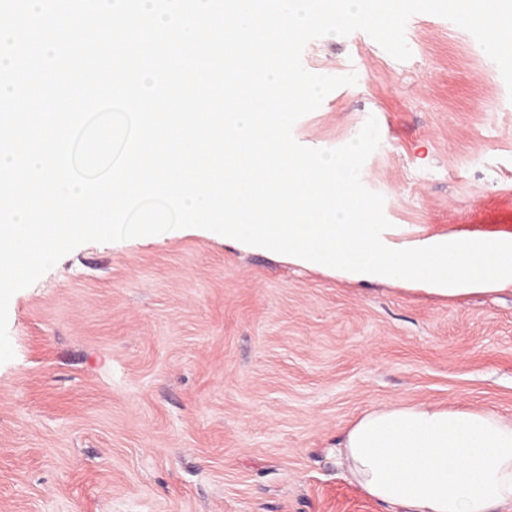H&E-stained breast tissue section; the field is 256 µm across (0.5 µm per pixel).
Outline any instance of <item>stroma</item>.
Listing matches in <instances>:
<instances>
[{"instance_id": "35a3bbf8", "label": "stroma", "mask_w": 512, "mask_h": 512, "mask_svg": "<svg viewBox=\"0 0 512 512\" xmlns=\"http://www.w3.org/2000/svg\"><path fill=\"white\" fill-rule=\"evenodd\" d=\"M399 61L366 33L311 41L356 73L294 126L334 148L375 117L361 179L414 242L512 218V92L474 37L410 18ZM0 512H380L333 450L369 408L512 419V293L361 285L199 228L87 243L9 304Z\"/></svg>"}]
</instances>
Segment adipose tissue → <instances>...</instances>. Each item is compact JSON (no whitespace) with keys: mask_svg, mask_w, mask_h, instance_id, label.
Segmentation results:
<instances>
[{"mask_svg":"<svg viewBox=\"0 0 512 512\" xmlns=\"http://www.w3.org/2000/svg\"><path fill=\"white\" fill-rule=\"evenodd\" d=\"M336 463L383 512L512 506V420L490 409L397 404L365 411L347 430Z\"/></svg>","mask_w":512,"mask_h":512,"instance_id":"1","label":"adipose tissue"}]
</instances>
